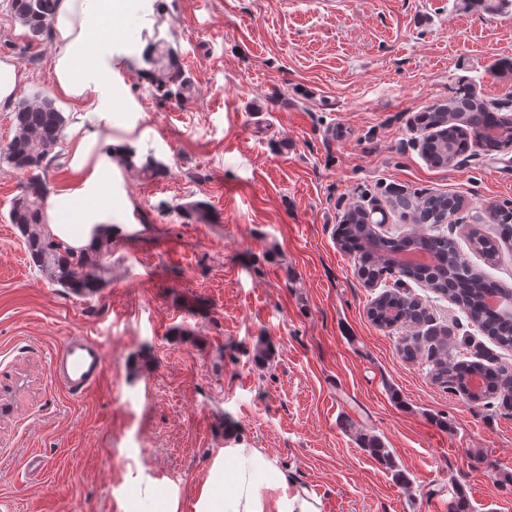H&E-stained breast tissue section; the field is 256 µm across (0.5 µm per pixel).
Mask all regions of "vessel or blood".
<instances>
[{
    "mask_svg": "<svg viewBox=\"0 0 512 512\" xmlns=\"http://www.w3.org/2000/svg\"><path fill=\"white\" fill-rule=\"evenodd\" d=\"M51 372L65 388L80 394L95 385L104 371L101 344L89 336L71 337L52 358Z\"/></svg>",
    "mask_w": 512,
    "mask_h": 512,
    "instance_id": "1",
    "label": "vessel or blood"
}]
</instances>
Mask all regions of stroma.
<instances>
[{
  "instance_id": "stroma-1",
  "label": "stroma",
  "mask_w": 512,
  "mask_h": 512,
  "mask_svg": "<svg viewBox=\"0 0 512 512\" xmlns=\"http://www.w3.org/2000/svg\"><path fill=\"white\" fill-rule=\"evenodd\" d=\"M0 0V55L25 70L26 95H52V36L33 41ZM113 51L126 107L152 168H124L102 254V288L63 291L29 261L8 221L20 174L0 162V512H132L164 490L196 512L225 448L263 449L311 489L320 512H512V408L466 401L403 360L407 333L367 316L378 292L418 299L484 364L498 347L424 283L383 275L366 287L336 226L377 209L387 237L415 231L399 197L464 202L439 225L461 257L512 288V247L487 261L463 225L512 209V147L475 145L430 163L416 117L469 83L512 87V0H158ZM174 51L190 89H156L145 48ZM209 210L199 222L190 204ZM96 338L104 372L70 394L50 362L68 337ZM377 436L390 462L371 456ZM407 483H399L396 472Z\"/></svg>"
}]
</instances>
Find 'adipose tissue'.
Listing matches in <instances>:
<instances>
[{
    "instance_id": "obj_1",
    "label": "adipose tissue",
    "mask_w": 512,
    "mask_h": 512,
    "mask_svg": "<svg viewBox=\"0 0 512 512\" xmlns=\"http://www.w3.org/2000/svg\"><path fill=\"white\" fill-rule=\"evenodd\" d=\"M155 0H59L52 22L58 47L50 77L76 110L66 133L69 181L50 192L46 227L75 250L95 249L102 232L117 234L112 189L133 146L112 133L119 95L112 85V49L125 38L115 28ZM196 512H320L315 494L259 448H228L209 470Z\"/></svg>"
}]
</instances>
